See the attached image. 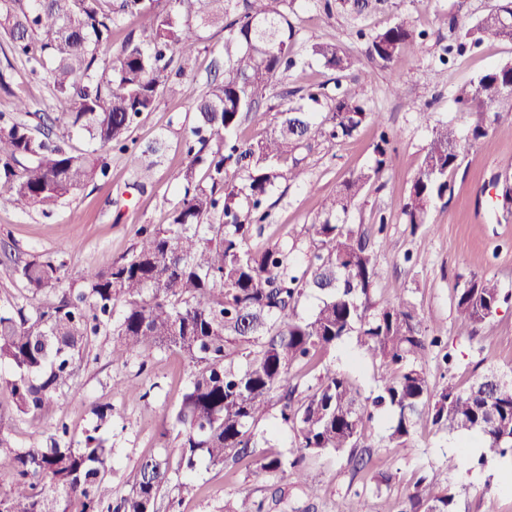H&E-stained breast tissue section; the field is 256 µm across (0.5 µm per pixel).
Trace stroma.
Masks as SVG:
<instances>
[{
	"mask_svg": "<svg viewBox=\"0 0 512 512\" xmlns=\"http://www.w3.org/2000/svg\"><path fill=\"white\" fill-rule=\"evenodd\" d=\"M495 3L465 0L460 8L455 0H389L383 10L353 20L337 12L327 13L325 0H297L293 16L297 53L306 55L312 43L333 41L357 63L352 70L338 73L308 58L306 64L284 74L277 88L266 94L259 112L237 132L243 141L264 138L277 112L288 106L282 96L286 90L318 87L333 95L344 86L378 113L381 126L369 123L352 137L321 139L296 151V159L306 170V181L279 182L267 201L270 216L260 239L308 248L309 227L321 214L326 199L353 173L373 164L379 131L387 129L397 168L384 173L366 190L346 220L374 224L385 219L384 234L392 246L377 255L378 277L371 302L383 308L406 300L416 307L430 332L440 336L441 347L432 349L423 360L430 384L436 389L451 383L463 390L489 372L512 374V304L499 308L476 336L458 335L454 324L455 290L471 274L494 278L503 291L512 293V210H503L495 200L496 182L512 185V114L495 123L484 142L463 152L453 177L452 195L433 203L426 224L411 229L403 215L407 189L432 137L429 125L420 122L419 113H430L432 123L449 122L459 133H467L469 116L454 101L456 89L476 82L489 67L512 58V43L487 37L478 48L440 63L450 32L437 16L458 8L463 21L472 23ZM400 14L424 30L426 37L407 48L391 68H379L366 57L357 33L385 28ZM223 54V31L209 29L197 56L196 78L185 79L181 96L160 98L156 109L131 128L129 137L137 147L159 137L168 143L164 157L143 186H134L126 154L113 150L106 156V176L89 183L51 215L0 208V249L7 252L0 260V310L17 305L30 309L46 302L45 297H32L14 276L15 264L35 257L54 259L64 266L67 286L78 288L85 269L109 268L126 255L141 226L168 223L183 196L182 190L170 184L168 173L188 162L183 142L193 124V104L214 59ZM0 70L11 76L9 88L0 89V112L11 113L14 100L21 97L32 111L58 115L47 76L30 73L14 59L7 41L1 38ZM395 84L400 87L396 93L391 90ZM408 253L413 256L409 263L404 260ZM111 345V336L95 339L54 409L40 419L14 417L10 395L0 387V421L22 445L43 442L50 425L59 420L66 422L70 438L76 441L92 424L93 408L111 406L112 424L104 436L113 448L112 493L118 497L128 491L126 471L143 457L163 451L176 453L178 442L167 430L193 367L185 357L160 349L132 356L124 363L115 362L109 355ZM446 352L453 357L447 368L440 363ZM326 369L343 374L365 397L375 391L382 372L380 363L365 358L355 340L348 338L325 353L319 367L293 372V382L300 393H307ZM120 378L141 386L144 399L128 398L114 388V380ZM369 430L374 455L368 467L354 469L344 454L309 455L306 471L309 481L320 487L319 497L309 499L301 487L286 484L277 512H336L339 504L354 497L362 499L365 512H399L421 478L436 490L451 491L455 512H512V490L502 485L504 473L512 472L511 454L485 451L486 463L477 467L470 453L451 469L447 460L455 455L460 438L437 429L427 416L418 418L403 444L390 439L383 416H376ZM172 480H188L194 487L184 496L181 512H224L225 504L240 493L257 498L266 493L265 483L242 464L229 469L203 462L191 476L180 473Z\"/></svg>",
	"mask_w": 512,
	"mask_h": 512,
	"instance_id": "obj_1",
	"label": "stroma"
}]
</instances>
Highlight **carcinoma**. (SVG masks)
Returning a JSON list of instances; mask_svg holds the SVG:
<instances>
[{
	"instance_id": "1",
	"label": "carcinoma",
	"mask_w": 512,
	"mask_h": 512,
	"mask_svg": "<svg viewBox=\"0 0 512 512\" xmlns=\"http://www.w3.org/2000/svg\"><path fill=\"white\" fill-rule=\"evenodd\" d=\"M0 0V31L13 56L33 73L45 71L56 106L80 128L90 148L78 151L64 138L55 141L35 126L13 120L0 124V179L12 182L9 197L21 211H53L82 187L106 174L101 150L129 155L140 171L142 157L128 144L134 122L156 108L159 97L181 92V79L194 72L202 33L220 26L224 35V74L214 70L194 109L191 137L183 149L189 163L169 173L184 194L170 223L144 225L132 250L108 269H87L84 288H61L62 266L33 259L14 267L27 290L50 301L28 313L25 307L0 310V386L11 395L13 413L36 419L57 403L90 344L112 331L114 362L152 349L185 356L192 363L190 382L172 416L178 460L152 455L127 475L128 494L112 501V449L101 431L112 423V406L94 410L95 425L77 443L57 423L45 442L22 446L0 424V512H177L172 497L160 505L173 470L191 473L197 463L233 467L251 458L258 478H291L308 497L317 489L305 472L307 455L350 450V461L371 460L367 423L376 412L391 414L390 439L406 442L416 416L432 404L431 422L449 433L477 434L483 447L512 453V380L487 385L489 376L467 390L453 385L436 392L419 362L440 343L426 332L424 319L408 302L374 309L377 249L391 243L384 218L373 229L342 219L366 187L395 169L389 133L379 134L374 163L346 179L310 226L313 250L305 266L293 249L279 242L254 243L269 214L263 202L283 178L305 179L298 164L281 163L318 138L351 137L369 122L378 123L348 88L329 97L307 93L327 111L292 105L278 113L269 136L256 143L238 139L243 118L257 111L277 77L297 66L296 36L290 18L297 0H197L192 18L181 13L185 0ZM387 0H336V9L357 19ZM237 14L232 21L224 18ZM139 22L116 59L103 52L124 21ZM452 41L450 55L479 45L486 37L512 42V0H501L473 24L442 15ZM367 57L389 68L407 46L424 36L399 18L376 31L358 30ZM311 57L338 72L355 60L334 42L309 47ZM455 102L471 117L468 137L486 138L500 113L512 112V59L481 74L476 84L456 90ZM460 136L450 125L432 128L403 214L406 223H426L431 205L452 193L451 177L460 166ZM206 167L208 182L195 181L196 166ZM320 296L309 314L297 312L305 291ZM508 300L498 281L473 275L456 289L454 306L460 336H473ZM122 306L118 320L112 315ZM354 336L366 357L385 372L371 404L341 374L326 372L309 393L290 383L294 368L317 352ZM279 406L281 422L293 432L286 458L258 454L257 426ZM270 497L243 493L228 512H273L282 488L267 485ZM454 495L425 496L416 490L400 512H453Z\"/></svg>"
}]
</instances>
